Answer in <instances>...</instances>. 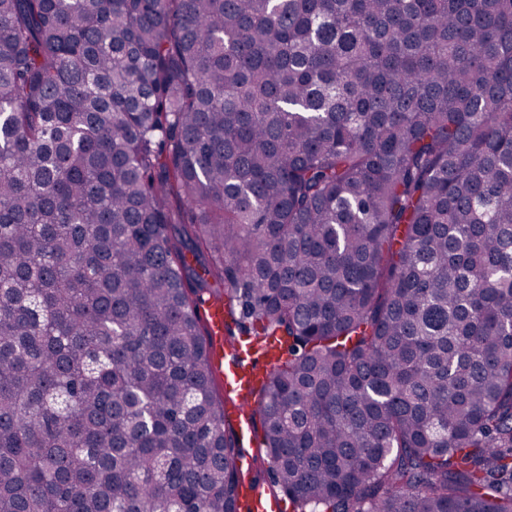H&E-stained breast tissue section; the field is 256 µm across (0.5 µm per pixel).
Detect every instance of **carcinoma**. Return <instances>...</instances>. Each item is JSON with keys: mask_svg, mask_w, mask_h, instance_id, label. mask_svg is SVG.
Segmentation results:
<instances>
[{"mask_svg": "<svg viewBox=\"0 0 512 512\" xmlns=\"http://www.w3.org/2000/svg\"><path fill=\"white\" fill-rule=\"evenodd\" d=\"M205 294L294 512H512V0H0V512H240ZM199 317L206 324L212 368L224 378L223 389L219 380L214 376L217 395L224 400L225 394L224 413L226 419L234 421L237 429L233 423L228 421H226V426L229 425L244 438L249 447V453H254V457L260 456L262 430L258 419L255 422L258 444L252 449L255 445V406L252 392L280 364L282 358L280 345L277 339L267 338L265 343L260 344L238 345L234 348L228 345L224 346V340L239 342L246 337L227 336V331L224 332L225 311L224 302L221 300L211 298L204 301L199 309Z\"/></svg>", "mask_w": 512, "mask_h": 512, "instance_id": "cac0c4a2", "label": "carcinoma"}]
</instances>
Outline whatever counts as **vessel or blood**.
Listing matches in <instances>:
<instances>
[{
	"instance_id": "b4317fda",
	"label": "vessel or blood",
	"mask_w": 512,
	"mask_h": 512,
	"mask_svg": "<svg viewBox=\"0 0 512 512\" xmlns=\"http://www.w3.org/2000/svg\"><path fill=\"white\" fill-rule=\"evenodd\" d=\"M199 316L206 324L212 368L224 379V413L227 419L235 422L245 443L254 445L252 392L278 367L282 358L280 345L274 338L260 344L225 345V311L221 300L211 298L204 301ZM240 493L243 505L250 512H280V501L267 495L251 480L243 481Z\"/></svg>"
}]
</instances>
